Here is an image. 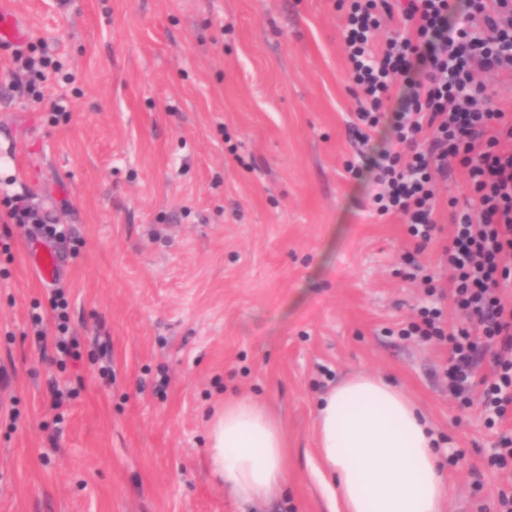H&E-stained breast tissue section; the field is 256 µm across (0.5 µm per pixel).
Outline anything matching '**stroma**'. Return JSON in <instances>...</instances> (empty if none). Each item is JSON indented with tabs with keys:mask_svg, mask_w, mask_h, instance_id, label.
Segmentation results:
<instances>
[{
	"mask_svg": "<svg viewBox=\"0 0 512 512\" xmlns=\"http://www.w3.org/2000/svg\"><path fill=\"white\" fill-rule=\"evenodd\" d=\"M49 79L0 50V512H332L316 405L381 375L441 440L442 512H495L487 426L448 393L446 345L401 328L448 288L441 261L463 169L440 189L439 236L370 210L351 127L336 0H12ZM358 173H351V166ZM59 224L9 220L5 199ZM61 260L52 281L33 256ZM62 288L66 309L50 306ZM75 340L79 360L56 347ZM282 423L288 477L263 501L207 463L226 394Z\"/></svg>",
	"mask_w": 512,
	"mask_h": 512,
	"instance_id": "obj_1",
	"label": "stroma"
}]
</instances>
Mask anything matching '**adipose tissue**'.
I'll return each mask as SVG.
<instances>
[{
  "label": "adipose tissue",
  "mask_w": 512,
  "mask_h": 512,
  "mask_svg": "<svg viewBox=\"0 0 512 512\" xmlns=\"http://www.w3.org/2000/svg\"><path fill=\"white\" fill-rule=\"evenodd\" d=\"M317 456L338 512H440L447 494L436 438L412 398L355 375L319 402ZM282 426L258 402L230 398L211 423L208 462L236 498L259 501L286 478Z\"/></svg>",
  "instance_id": "adipose-tissue-1"
}]
</instances>
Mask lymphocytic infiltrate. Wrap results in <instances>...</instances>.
<instances>
[{"label": "lymphocytic infiltrate", "instance_id": "lymphocytic-infiltrate-1", "mask_svg": "<svg viewBox=\"0 0 512 512\" xmlns=\"http://www.w3.org/2000/svg\"><path fill=\"white\" fill-rule=\"evenodd\" d=\"M357 125L388 128L369 157L378 215L399 216L419 247L434 240L439 184L466 172L469 206L452 213L442 261L454 306L476 329L451 327L426 307L406 333L447 343L448 391L469 395L479 350L492 355L480 400L497 419L512 412V113L496 107L481 71L512 78V0H337ZM394 31L385 39L384 26Z\"/></svg>", "mask_w": 512, "mask_h": 512}]
</instances>
